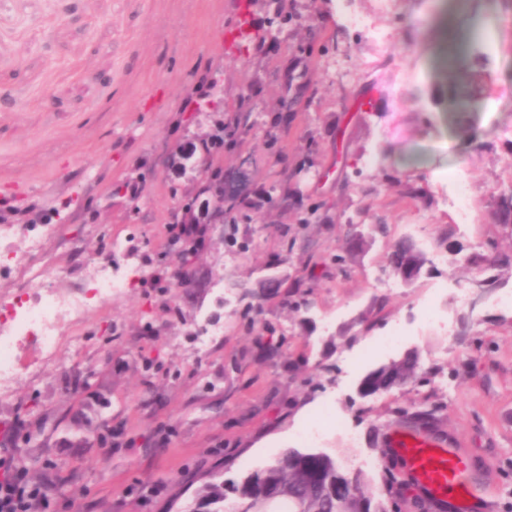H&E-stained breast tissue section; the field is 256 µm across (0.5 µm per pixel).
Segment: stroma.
<instances>
[{"label": "stroma", "mask_w": 512, "mask_h": 512, "mask_svg": "<svg viewBox=\"0 0 512 512\" xmlns=\"http://www.w3.org/2000/svg\"><path fill=\"white\" fill-rule=\"evenodd\" d=\"M0 0V224H49L58 265L70 244L109 256L128 237L146 276L102 315L79 349H59L22 375L0 405V457L53 489L49 512H178L212 477L236 480L288 448L310 445L339 471L363 475L373 505L413 512V493H387L396 467L386 433L401 412L434 401L433 433L476 462L473 475L512 512V266L478 292L463 257H512V0ZM367 15L371 27L348 19ZM442 78L432 58L474 18ZM246 25L249 39L237 36ZM266 41L267 51L257 49ZM224 103L225 173L247 168L253 209L225 206L191 261L184 287L157 288L179 194L195 191L184 151L210 141L214 112L190 103L199 83ZM467 179L470 224L448 205L450 174ZM370 226L348 272L325 265L350 224ZM402 238L428 259L413 283L386 290V257ZM482 294L477 308L443 301L447 330L421 325L439 287ZM224 337L196 353L191 332L214 310ZM402 319L414 334L372 346ZM414 353L419 375L362 395L361 379ZM332 402L355 428L303 442Z\"/></svg>", "instance_id": "35a3bbf8"}]
</instances>
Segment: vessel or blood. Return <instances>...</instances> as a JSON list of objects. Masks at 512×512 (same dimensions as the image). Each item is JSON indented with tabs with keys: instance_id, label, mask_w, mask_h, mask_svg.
I'll return each instance as SVG.
<instances>
[{
	"instance_id": "vessel-or-blood-1",
	"label": "vessel or blood",
	"mask_w": 512,
	"mask_h": 512,
	"mask_svg": "<svg viewBox=\"0 0 512 512\" xmlns=\"http://www.w3.org/2000/svg\"><path fill=\"white\" fill-rule=\"evenodd\" d=\"M389 451L402 462L407 482L426 505L444 506L454 499L470 505L472 512H495L494 500L466 481L469 465L447 441L400 429Z\"/></svg>"
}]
</instances>
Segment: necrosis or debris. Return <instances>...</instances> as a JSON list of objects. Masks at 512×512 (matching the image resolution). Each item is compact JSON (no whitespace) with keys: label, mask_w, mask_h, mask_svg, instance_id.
Segmentation results:
<instances>
[{"label":"necrosis or debris","mask_w":512,"mask_h":512,"mask_svg":"<svg viewBox=\"0 0 512 512\" xmlns=\"http://www.w3.org/2000/svg\"><path fill=\"white\" fill-rule=\"evenodd\" d=\"M52 236L44 225L0 224V274L20 277L9 300L0 302V402L12 396L22 370L40 371V359L61 344L80 347L90 311L109 306L113 298L145 275L139 264L93 259L67 274L69 288H51ZM31 349L38 362L22 364L20 353Z\"/></svg>","instance_id":"necrosis-or-debris-1"}]
</instances>
